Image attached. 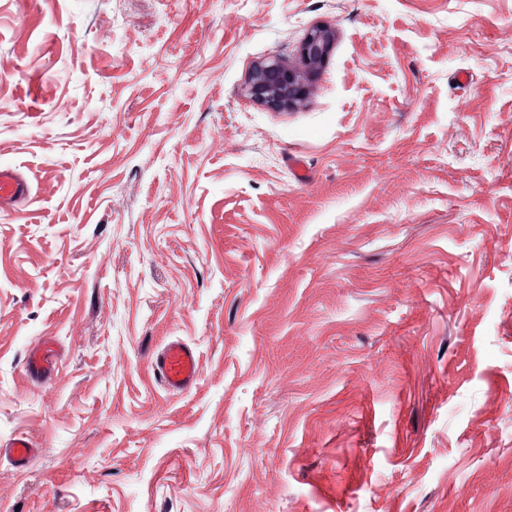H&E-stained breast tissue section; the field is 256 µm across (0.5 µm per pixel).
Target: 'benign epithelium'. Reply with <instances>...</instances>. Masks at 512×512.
Here are the masks:
<instances>
[{"instance_id": "benign-epithelium-1", "label": "benign epithelium", "mask_w": 512, "mask_h": 512, "mask_svg": "<svg viewBox=\"0 0 512 512\" xmlns=\"http://www.w3.org/2000/svg\"><path fill=\"white\" fill-rule=\"evenodd\" d=\"M333 42V31L313 27L300 42L298 66H286L276 60L255 65L248 77L250 98L272 109H291L300 105L309 93L304 74L313 73L323 65Z\"/></svg>"}]
</instances>
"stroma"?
Returning <instances> with one entry per match:
<instances>
[{"instance_id": "stroma-1", "label": "stroma", "mask_w": 512, "mask_h": 512, "mask_svg": "<svg viewBox=\"0 0 512 512\" xmlns=\"http://www.w3.org/2000/svg\"><path fill=\"white\" fill-rule=\"evenodd\" d=\"M0 165V512H512V0H0ZM333 42V31L313 27L300 42L299 66H286L276 60L255 65L248 77L250 98L272 109H291L300 105L310 88L301 73L309 75L317 71L328 57ZM31 183L18 169L0 166V211L15 210L29 200ZM152 368L167 390L187 392L198 380V355L188 344L173 340L155 355ZM26 372L32 376L47 379L55 369V352L52 346L41 343L26 358ZM8 453L15 463L22 467L39 454V449L33 448L28 438L18 437L11 443Z\"/></svg>"}]
</instances>
